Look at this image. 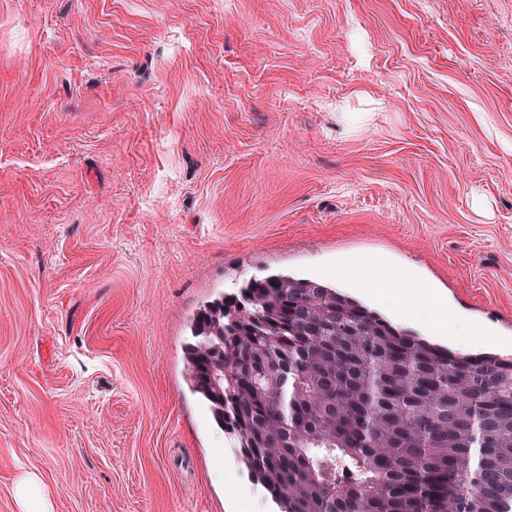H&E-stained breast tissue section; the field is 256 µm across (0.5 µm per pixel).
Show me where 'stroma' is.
<instances>
[{"label": "stroma", "instance_id": "1", "mask_svg": "<svg viewBox=\"0 0 512 512\" xmlns=\"http://www.w3.org/2000/svg\"><path fill=\"white\" fill-rule=\"evenodd\" d=\"M353 260L512 355V0H0V512H278L190 323ZM16 495L20 512H53L52 503L45 497L38 479L33 475L20 480Z\"/></svg>", "mask_w": 512, "mask_h": 512}]
</instances>
